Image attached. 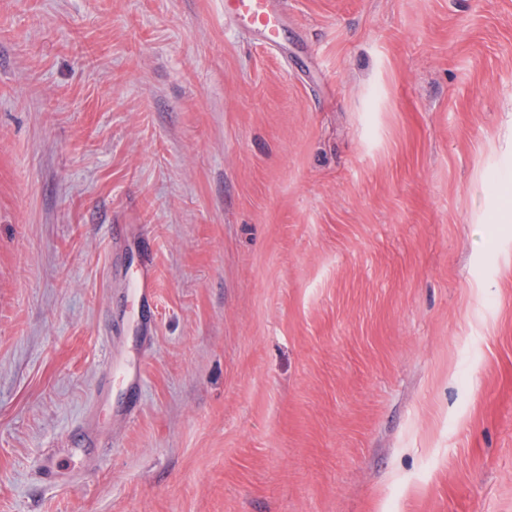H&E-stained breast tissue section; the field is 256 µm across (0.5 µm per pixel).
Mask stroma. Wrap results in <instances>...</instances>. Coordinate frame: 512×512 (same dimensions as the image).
I'll list each match as a JSON object with an SVG mask.
<instances>
[{"mask_svg":"<svg viewBox=\"0 0 512 512\" xmlns=\"http://www.w3.org/2000/svg\"><path fill=\"white\" fill-rule=\"evenodd\" d=\"M279 7L0 0V512H512V0ZM279 0H224V16L232 17L239 28L259 37L269 49L281 46L282 14ZM500 203L487 219L489 234L495 233L499 224L512 223V182L511 176L500 180L496 185Z\"/></svg>","mask_w":512,"mask_h":512,"instance_id":"stroma-1","label":"stroma"}]
</instances>
